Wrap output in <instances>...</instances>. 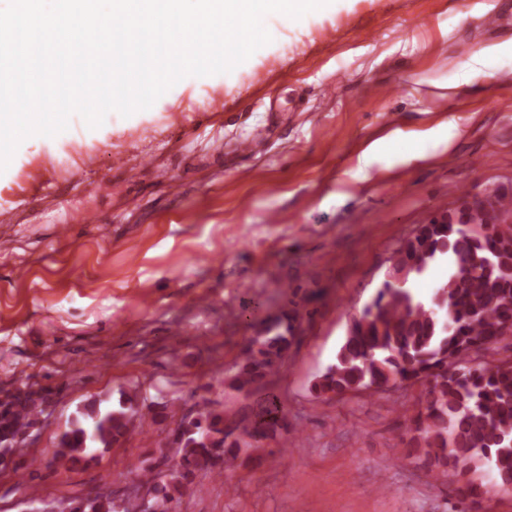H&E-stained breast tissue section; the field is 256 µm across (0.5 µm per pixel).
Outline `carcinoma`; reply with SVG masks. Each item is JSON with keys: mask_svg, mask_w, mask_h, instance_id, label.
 I'll return each instance as SVG.
<instances>
[{"mask_svg": "<svg viewBox=\"0 0 512 512\" xmlns=\"http://www.w3.org/2000/svg\"><path fill=\"white\" fill-rule=\"evenodd\" d=\"M502 200L493 193L487 209L468 206L419 225L395 251L374 297L349 319L334 362L312 386L320 397H338L422 384L413 413L404 418L406 457L424 460L451 487L458 512H473L491 492L512 495V362L474 359L500 343L502 329L512 326V225L504 231L498 223L499 217L512 216V206ZM448 254L446 278L431 300H421L412 283ZM294 330L288 318L260 330L242 350L228 387L250 395L283 364ZM45 402L42 390L27 388L0 418V434H25L44 413ZM156 406L136 384L121 394L116 409L85 407L82 418L60 435L53 458L68 468L121 445L130 423L157 424ZM193 415L195 430L178 447H172L168 434L158 441L160 450H168L176 476L153 496L150 512H181L185 492L202 491L195 483L198 472L222 476L242 449L259 447L284 422L273 395L252 421L231 419L206 399ZM480 463L493 470L488 485L470 477ZM127 474L142 485L156 480L143 461L128 465ZM119 499L116 494L102 498L85 512H132L118 509Z\"/></svg>", "mask_w": 512, "mask_h": 512, "instance_id": "obj_1", "label": "carcinoma"}]
</instances>
